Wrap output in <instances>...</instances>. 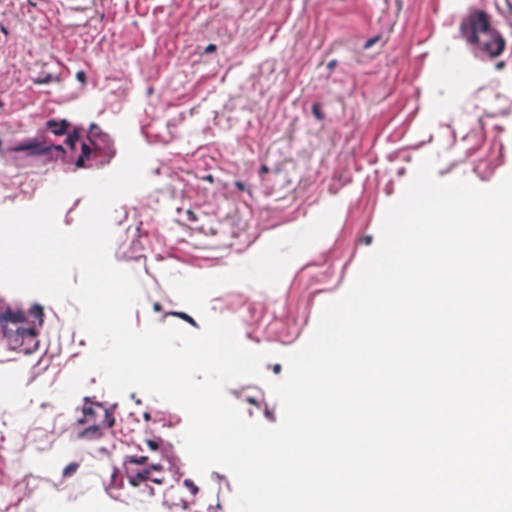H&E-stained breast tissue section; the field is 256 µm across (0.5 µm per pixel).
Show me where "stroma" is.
I'll use <instances>...</instances> for the list:
<instances>
[{"label": "stroma", "mask_w": 512, "mask_h": 512, "mask_svg": "<svg viewBox=\"0 0 512 512\" xmlns=\"http://www.w3.org/2000/svg\"><path fill=\"white\" fill-rule=\"evenodd\" d=\"M480 0H0V131L59 104L146 154L137 204L120 199L109 254L138 280L136 329H202L166 273L210 277L328 207L326 234L278 285L230 283L209 311L265 352L264 380L225 387L245 418L276 426L268 387L377 247L387 208L418 164L488 189L512 173V46L490 63L458 21ZM49 176L0 168V210L30 208ZM40 326L0 338V512H84L109 475L112 512H231L221 467L196 475L179 406L119 397L90 374L69 406L54 398L91 347L80 308L0 287ZM72 456L81 468L56 473Z\"/></svg>", "instance_id": "1"}]
</instances>
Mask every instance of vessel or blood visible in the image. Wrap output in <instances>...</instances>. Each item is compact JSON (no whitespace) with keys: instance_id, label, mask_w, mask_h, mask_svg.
I'll use <instances>...</instances> for the list:
<instances>
[{"instance_id":"b4317fda","label":"vessel or blood","mask_w":512,"mask_h":512,"mask_svg":"<svg viewBox=\"0 0 512 512\" xmlns=\"http://www.w3.org/2000/svg\"><path fill=\"white\" fill-rule=\"evenodd\" d=\"M468 52L484 62L501 53L505 34L486 12L472 13L461 20ZM112 159V145L106 133L86 131L73 120L48 117L23 127L18 135L0 139V162L61 177L80 174L97 177Z\"/></svg>"}]
</instances>
